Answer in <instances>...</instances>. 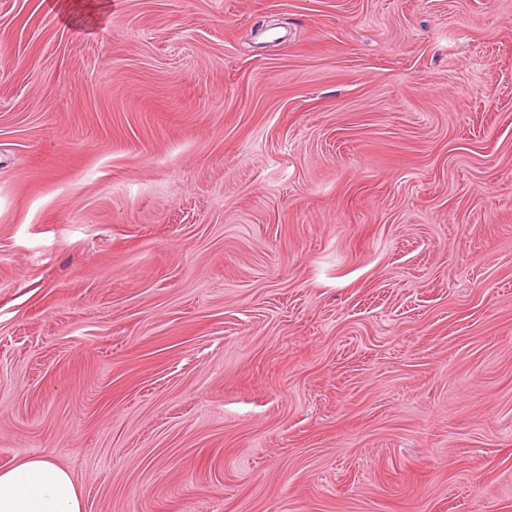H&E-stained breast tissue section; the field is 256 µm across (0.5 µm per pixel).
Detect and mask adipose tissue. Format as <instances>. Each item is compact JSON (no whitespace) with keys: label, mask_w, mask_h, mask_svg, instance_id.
I'll use <instances>...</instances> for the list:
<instances>
[{"label":"adipose tissue","mask_w":512,"mask_h":512,"mask_svg":"<svg viewBox=\"0 0 512 512\" xmlns=\"http://www.w3.org/2000/svg\"><path fill=\"white\" fill-rule=\"evenodd\" d=\"M0 512H83L72 474L43 454L0 468Z\"/></svg>","instance_id":"obj_1"}]
</instances>
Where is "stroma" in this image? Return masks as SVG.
I'll return each mask as SVG.
<instances>
[{
    "label": "stroma",
    "mask_w": 512,
    "mask_h": 512,
    "mask_svg": "<svg viewBox=\"0 0 512 512\" xmlns=\"http://www.w3.org/2000/svg\"><path fill=\"white\" fill-rule=\"evenodd\" d=\"M85 512H512V0H0V466ZM72 474L43 454L0 468V512H82Z\"/></svg>",
    "instance_id": "obj_1"
}]
</instances>
